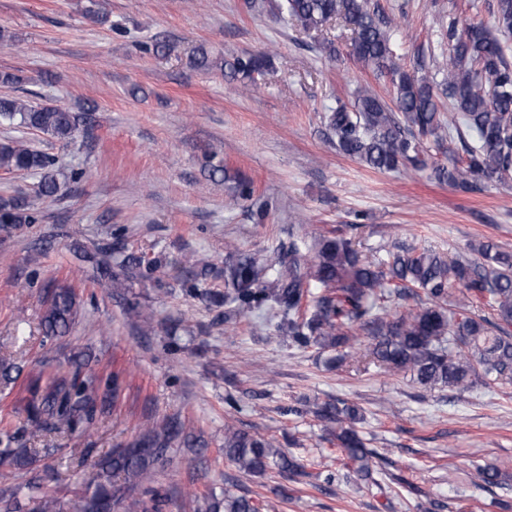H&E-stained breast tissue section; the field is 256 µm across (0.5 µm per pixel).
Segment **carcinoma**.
<instances>
[{
    "instance_id": "cac0c4a2",
    "label": "carcinoma",
    "mask_w": 512,
    "mask_h": 512,
    "mask_svg": "<svg viewBox=\"0 0 512 512\" xmlns=\"http://www.w3.org/2000/svg\"><path fill=\"white\" fill-rule=\"evenodd\" d=\"M277 15L305 33H318L330 22L351 26L349 54L374 72L390 77L394 106L365 89L351 106L339 103L325 115L336 149L379 171L424 164V142L442 148L452 131L465 127L476 145L463 144L465 157L448 150V167L437 177L452 186L475 181L501 182L512 177V64L501 43L482 20L459 24L448 19L447 75L442 80L448 113L434 82L415 77L398 62L380 6L372 0H274ZM494 22L512 32V0H496ZM272 66L267 54H248L224 61L233 77L255 89V76ZM0 120L21 133L37 131L68 145L90 122L87 111L35 103L24 96H0ZM0 169L39 178L36 194L53 198L59 191V158L17 137L0 144ZM37 213L27 197L0 202V224H35ZM478 261L444 258L426 249L388 253L372 261L340 232L323 235L313 244L293 242L272 261L229 252L224 262V294L211 290L210 265L182 282L191 296L224 304V322L259 310L276 328L301 347L334 351L332 361L372 358L385 369L403 374L429 389L466 392L476 386L492 389L512 382V252L492 243L476 248ZM84 258L93 263L95 282L117 288L142 282L161 268L157 260L121 256L112 244L97 242ZM414 305L399 315L383 310L391 296ZM41 319L42 336H65L76 318L71 289L47 293ZM129 311L144 333L154 330L153 312L137 302ZM120 391L119 375L104 382L88 375L77 362L58 370L46 384L32 380L27 392V419L20 427L0 425V512H159L160 502L147 496L145 485L173 464L189 436L176 418L147 428L138 439L117 446L92 464L93 474L79 503L72 507L48 489L54 474L32 465L54 456L58 448H29L23 440L44 433L70 434L90 428L110 413ZM314 416L324 423L327 440L351 463L355 479L379 486L374 469L379 453L365 446L356 424L360 410L345 401L316 405ZM224 456L238 469L263 475L277 470L283 477L305 474L304 465L283 452L272 439L224 424ZM32 476L19 496L9 487L14 471ZM123 476L117 484L114 478ZM193 512H258L253 500L224 489L195 499Z\"/></svg>"
}]
</instances>
